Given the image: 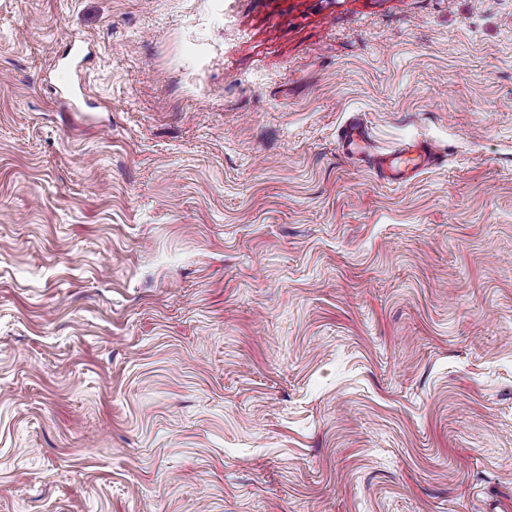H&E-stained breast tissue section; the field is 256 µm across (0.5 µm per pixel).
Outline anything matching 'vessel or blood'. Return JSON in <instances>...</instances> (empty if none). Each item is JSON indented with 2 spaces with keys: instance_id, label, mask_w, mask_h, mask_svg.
<instances>
[{
  "instance_id": "obj_1",
  "label": "vessel or blood",
  "mask_w": 512,
  "mask_h": 512,
  "mask_svg": "<svg viewBox=\"0 0 512 512\" xmlns=\"http://www.w3.org/2000/svg\"><path fill=\"white\" fill-rule=\"evenodd\" d=\"M341 145L351 156L370 158L376 175L391 184H403L436 164L440 158L437 149L429 142L410 144L389 155L373 153L370 137L359 120H350L341 131Z\"/></svg>"
}]
</instances>
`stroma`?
Instances as JSON below:
<instances>
[{"instance_id":"1","label":"stroma","mask_w":512,"mask_h":512,"mask_svg":"<svg viewBox=\"0 0 512 512\" xmlns=\"http://www.w3.org/2000/svg\"><path fill=\"white\" fill-rule=\"evenodd\" d=\"M506 496L512 0H0V512ZM340 140L345 153L367 157L372 162L376 175L390 184L406 183L440 159L437 149L427 141L415 142L389 155H375L370 137L357 119L346 123Z\"/></svg>"}]
</instances>
